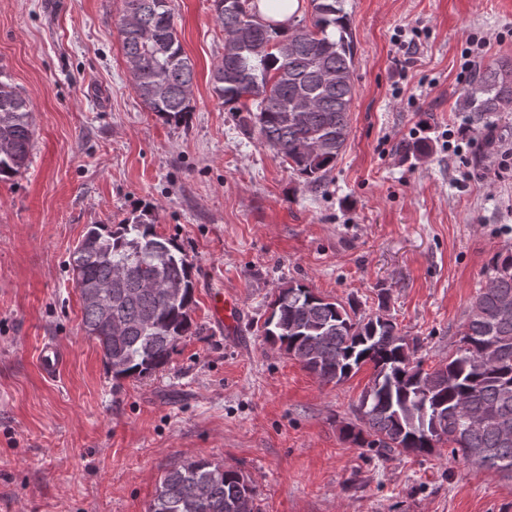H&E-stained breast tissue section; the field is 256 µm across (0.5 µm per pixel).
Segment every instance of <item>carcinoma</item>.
Masks as SVG:
<instances>
[{
  "label": "carcinoma",
  "instance_id": "cac0c4a2",
  "mask_svg": "<svg viewBox=\"0 0 512 512\" xmlns=\"http://www.w3.org/2000/svg\"><path fill=\"white\" fill-rule=\"evenodd\" d=\"M253 0H213L224 31V55L212 71L213 90L234 112L242 133L255 135L312 188L324 185L350 135L356 44L345 0H311V25L272 24ZM119 31L132 86L145 107L168 118L191 111L194 64L173 20L172 0H123ZM0 72V180L26 170L33 145L29 99ZM459 107L487 126L512 112V61L482 66L463 89ZM126 268L107 303L111 335L98 307L83 304V326L99 344L116 380L142 379L167 365L192 329V264L146 215L109 227L92 225L71 256L74 280L107 281ZM183 284L177 300L141 283ZM486 286L472 302L448 363L432 372L415 357L420 340L399 334L380 315L360 314L290 285L278 289L263 323L274 345L301 359L326 383H339L364 365L373 378L356 405L364 414L354 440L389 453L454 457L512 477V252L487 266ZM439 413L445 438L418 434L419 404ZM149 512H259L255 490L241 472L206 459L179 463L163 475Z\"/></svg>",
  "mask_w": 512,
  "mask_h": 512
}]
</instances>
